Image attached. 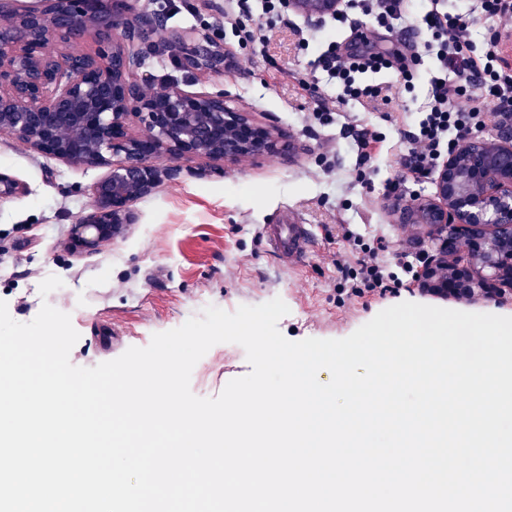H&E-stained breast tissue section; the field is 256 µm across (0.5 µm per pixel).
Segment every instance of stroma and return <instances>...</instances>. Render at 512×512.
Here are the masks:
<instances>
[{
  "instance_id": "1",
  "label": "stroma",
  "mask_w": 512,
  "mask_h": 512,
  "mask_svg": "<svg viewBox=\"0 0 512 512\" xmlns=\"http://www.w3.org/2000/svg\"><path fill=\"white\" fill-rule=\"evenodd\" d=\"M189 10L166 19L148 46V70L158 79H185L166 50L174 32L195 28L228 52L221 74L203 75L199 88L221 90L257 119L278 126L288 150L243 165L206 164L164 155L156 160L164 177L150 195L132 205L137 216L125 236L93 251L68 246L75 222L90 211L91 187L101 167H72L42 157L25 144L0 137V171L28 188L0 198V300L10 316L32 321L43 303L70 314L80 335L70 361L93 367L128 348L149 345L153 334L183 325L209 305L235 311L281 298L289 307L278 328L289 340L341 339L378 312L401 302L428 305L418 291L365 308L336 307V253L350 251L344 228L369 237L385 236L393 250L422 246L434 255L439 243L425 224H400L384 193L401 176L405 132L412 130L427 100L431 59H423L412 88L399 72L366 75V82L392 88V101L343 100L324 84L314 61L326 35L343 36L330 19L309 20L287 13V25L267 31L262 42L240 43L220 9L224 0H188ZM309 42L299 49V38ZM340 102L329 125L314 120L318 97ZM393 113L386 121L384 113ZM382 133L371 160L360 161L354 138L362 128ZM365 169L366 183L356 180ZM307 225L310 247L304 263L288 266L264 244L261 228L287 218ZM60 277L63 287L41 296L40 283ZM244 349L213 346L195 365L190 380L199 397H214L248 374Z\"/></svg>"
}]
</instances>
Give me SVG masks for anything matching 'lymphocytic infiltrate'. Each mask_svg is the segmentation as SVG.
<instances>
[{
	"label": "lymphocytic infiltrate",
	"mask_w": 512,
	"mask_h": 512,
	"mask_svg": "<svg viewBox=\"0 0 512 512\" xmlns=\"http://www.w3.org/2000/svg\"><path fill=\"white\" fill-rule=\"evenodd\" d=\"M226 23L235 26L244 39L252 41L264 28L283 19L281 0H262L264 24H251V0H227ZM409 0H346V9L337 13L339 23L350 26L344 41H330L320 53L318 63L329 80L341 86L344 96L352 99H382L390 102L383 87L364 83L365 73L397 70L405 84H412L422 54L435 60L430 77V101L416 132L411 133L409 147L401 164L416 181L429 178L444 156L453 153L463 141L481 133L493 116H512V68L500 65L502 32L493 29L483 45L469 36L475 21L493 19L512 21V0H467L465 12L441 9V0H431V9L410 12ZM367 17V25L350 24V11ZM429 31L424 52L402 46L390 51L375 48L380 31L397 27ZM352 241L351 251L337 254L334 263L342 274L335 288L337 306L373 302L398 292L399 288L420 280L419 265L423 252H400L388 259L382 238L364 241L346 232Z\"/></svg>",
	"instance_id": "1"
}]
</instances>
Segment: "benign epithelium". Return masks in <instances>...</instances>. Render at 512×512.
Segmentation results:
<instances>
[{"label": "benign epithelium", "instance_id": "7a95c632", "mask_svg": "<svg viewBox=\"0 0 512 512\" xmlns=\"http://www.w3.org/2000/svg\"><path fill=\"white\" fill-rule=\"evenodd\" d=\"M41 6L4 10L0 0V136L74 166H104L93 190L94 208L74 227L70 247L91 251L112 240V229L135 223L134 201L161 182L154 161L175 158L243 164L281 151L280 131L253 112L230 106L224 93L189 90L177 79L157 81L140 70L146 57L135 42L163 26L162 18L130 17V0H38ZM285 8L321 20L343 0H284ZM97 36L90 53L70 44ZM167 48L188 73L224 70V47L194 29L175 33ZM142 132L129 133L132 122ZM434 195L407 206L392 204L402 224H428L441 241L423 270V287L502 288L508 267L479 278L456 265L453 283L433 278L447 256L484 252L486 231L512 239V134L468 138L433 172ZM25 187L0 172V198Z\"/></svg>", "mask_w": 512, "mask_h": 512}]
</instances>
